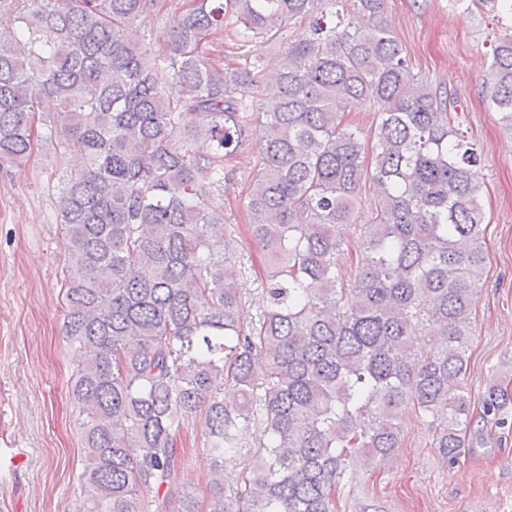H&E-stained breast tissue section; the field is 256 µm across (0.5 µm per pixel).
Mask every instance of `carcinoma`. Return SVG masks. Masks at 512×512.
Wrapping results in <instances>:
<instances>
[{
  "mask_svg": "<svg viewBox=\"0 0 512 512\" xmlns=\"http://www.w3.org/2000/svg\"><path fill=\"white\" fill-rule=\"evenodd\" d=\"M345 2L182 0L163 56L136 29L156 0H22L19 28H0V167L31 156L46 98L57 102L41 118L49 138L77 161L60 210L64 332L86 353L70 385L83 512H201L173 491L178 433L197 416L212 460L206 512H337L340 483L388 467L410 412L458 463L474 405L454 382L485 263L479 155L452 121L456 102L416 78L377 20L384 0H353L367 18L355 27ZM453 2L512 18V0ZM230 16L241 26L234 68L201 51ZM303 20L279 64L249 48ZM267 83L246 204L268 259L267 306L246 325L214 191L252 116L235 93ZM482 94L512 133V23ZM354 101L377 114L369 150L346 121ZM181 129L214 152L191 154ZM367 182L375 216L357 225ZM339 225L363 240L348 285ZM480 401L483 416H499L512 392L494 378ZM257 423L262 452L226 503L224 462Z\"/></svg>",
  "mask_w": 512,
  "mask_h": 512,
  "instance_id": "cac0c4a2",
  "label": "carcinoma"
}]
</instances>
